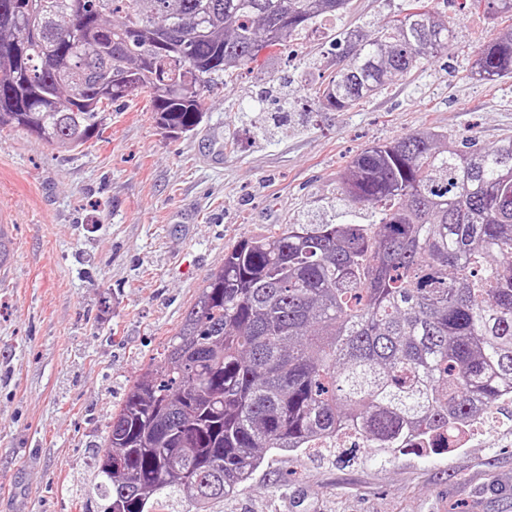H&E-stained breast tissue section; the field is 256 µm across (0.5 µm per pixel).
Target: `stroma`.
<instances>
[{"instance_id":"stroma-1","label":"stroma","mask_w":512,"mask_h":512,"mask_svg":"<svg viewBox=\"0 0 512 512\" xmlns=\"http://www.w3.org/2000/svg\"><path fill=\"white\" fill-rule=\"evenodd\" d=\"M407 0H350L288 42L263 72L204 92L190 135L160 129L147 96L114 109L79 150L0 130V512H101L94 457L129 388L178 330L224 255L272 224H368L339 178L366 146L430 129L480 147L512 134V78L474 72L512 20L476 0H429L452 28L446 54L344 112L313 88L344 38ZM505 430L387 461L360 448L266 452L213 512H512Z\"/></svg>"}]
</instances>
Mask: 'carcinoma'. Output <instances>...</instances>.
Segmentation results:
<instances>
[{
    "instance_id": "carcinoma-1",
    "label": "carcinoma",
    "mask_w": 512,
    "mask_h": 512,
    "mask_svg": "<svg viewBox=\"0 0 512 512\" xmlns=\"http://www.w3.org/2000/svg\"><path fill=\"white\" fill-rule=\"evenodd\" d=\"M349 0H0V128L76 150L112 104L150 97L171 137L202 123L198 87L262 70ZM85 23L71 24L76 6ZM425 0L346 40L314 88L351 109L448 50ZM486 81L512 77V27L483 44ZM370 224H276L224 254L163 353L138 376L95 458L103 512H192L236 494L265 452L358 425L374 460L512 385V135L490 147L423 130L368 146L340 176ZM121 454L125 466L109 468Z\"/></svg>"
}]
</instances>
